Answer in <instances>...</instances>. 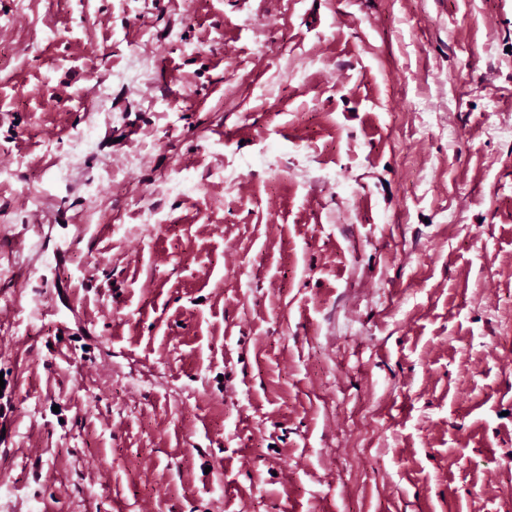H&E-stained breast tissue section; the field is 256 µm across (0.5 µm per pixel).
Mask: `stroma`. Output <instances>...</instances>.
<instances>
[{
	"label": "stroma",
	"mask_w": 512,
	"mask_h": 512,
	"mask_svg": "<svg viewBox=\"0 0 512 512\" xmlns=\"http://www.w3.org/2000/svg\"><path fill=\"white\" fill-rule=\"evenodd\" d=\"M8 512H512V0H0Z\"/></svg>",
	"instance_id": "stroma-1"
}]
</instances>
